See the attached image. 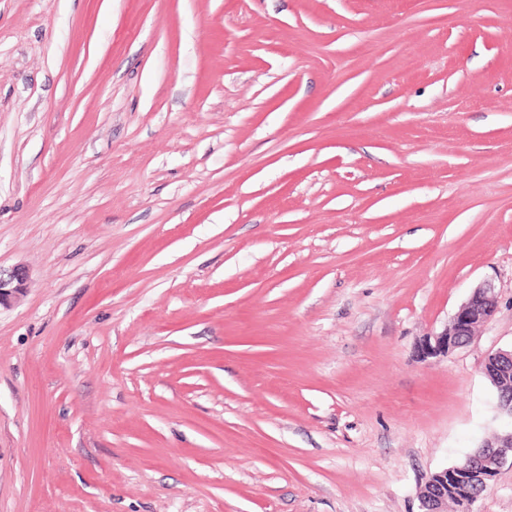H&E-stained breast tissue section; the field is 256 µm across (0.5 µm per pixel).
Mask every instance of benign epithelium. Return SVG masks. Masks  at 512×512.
<instances>
[{"instance_id":"1","label":"benign epithelium","mask_w":512,"mask_h":512,"mask_svg":"<svg viewBox=\"0 0 512 512\" xmlns=\"http://www.w3.org/2000/svg\"><path fill=\"white\" fill-rule=\"evenodd\" d=\"M28 280L29 271L23 266H16L7 273L0 271V306L20 295ZM496 309L497 301L491 285L485 284L475 289L441 332L424 339L421 356L449 357L471 341L475 328L490 321ZM482 371L496 384L501 402L512 409V349L489 353ZM484 447L472 471L462 472L458 468L447 467L430 476L419 493L420 512H447L450 493L464 507L471 508L468 500L469 486L475 482L490 484L504 461L512 457V430L486 442Z\"/></svg>"}]
</instances>
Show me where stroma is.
<instances>
[{
  "instance_id": "obj_1",
  "label": "stroma",
  "mask_w": 512,
  "mask_h": 512,
  "mask_svg": "<svg viewBox=\"0 0 512 512\" xmlns=\"http://www.w3.org/2000/svg\"><path fill=\"white\" fill-rule=\"evenodd\" d=\"M18 265L0 512H418L512 427V0H0ZM497 301L494 289L485 284L476 288L452 316L447 326L433 336H427L421 344L423 358H447L466 346L474 336V330L489 322L495 315ZM482 371L496 384L499 399L510 408L512 420V348L489 353L485 358Z\"/></svg>"
}]
</instances>
